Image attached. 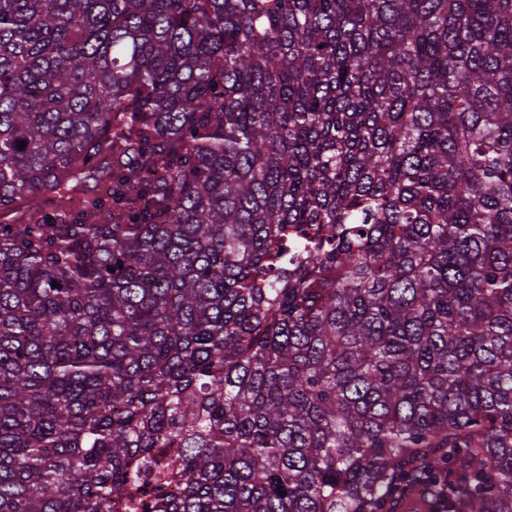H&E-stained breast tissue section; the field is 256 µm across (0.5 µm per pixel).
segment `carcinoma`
I'll list each match as a JSON object with an SVG mask.
<instances>
[{
    "label": "carcinoma",
    "mask_w": 512,
    "mask_h": 512,
    "mask_svg": "<svg viewBox=\"0 0 512 512\" xmlns=\"http://www.w3.org/2000/svg\"><path fill=\"white\" fill-rule=\"evenodd\" d=\"M404 505L512 512V0H0V512Z\"/></svg>",
    "instance_id": "cac0c4a2"
}]
</instances>
